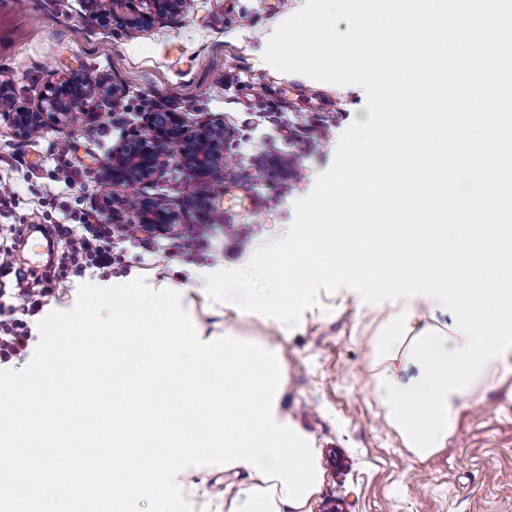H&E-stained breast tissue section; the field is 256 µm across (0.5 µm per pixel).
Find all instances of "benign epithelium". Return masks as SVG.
<instances>
[{
	"mask_svg": "<svg viewBox=\"0 0 512 512\" xmlns=\"http://www.w3.org/2000/svg\"><path fill=\"white\" fill-rule=\"evenodd\" d=\"M189 0H86L89 14L99 24L114 18L123 22L127 34L134 36L164 20L184 14ZM118 98L117 85L92 84L76 76H62L47 83L36 103L3 113L14 133L28 139L51 124L66 122L95 97ZM188 177L203 184L209 195L224 190V125L205 123L195 130L186 125L179 112H148L144 121L132 128L112 149L107 162L96 171L107 187L145 184L153 181L168 166L171 157ZM126 217L143 231L180 227L179 215L161 200L112 196L107 220Z\"/></svg>",
	"mask_w": 512,
	"mask_h": 512,
	"instance_id": "1",
	"label": "benign epithelium"
}]
</instances>
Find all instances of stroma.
<instances>
[{
  "label": "stroma",
  "instance_id": "1",
  "mask_svg": "<svg viewBox=\"0 0 512 512\" xmlns=\"http://www.w3.org/2000/svg\"><path fill=\"white\" fill-rule=\"evenodd\" d=\"M306 0H189L177 22L127 37L118 24L92 21L85 0H0V89L15 105L37 99L44 86L75 74L118 84V101L96 98L66 125L27 140L0 117V183L13 196L0 204V243H15L18 267H29L44 243L33 224H65L82 209L103 211L106 191L98 167L144 113H181L188 125L210 120L226 130V162L238 174L224 195L207 199L218 214L207 238L179 249L143 248V236L112 240L110 278L178 286L206 336L259 343L282 360L287 381L282 408L308 434L320 455L323 480L308 512H512V374L477 392L461 409L448 443L421 460L403 448L379 414L370 365L374 327L358 293H320L296 327L213 302L207 275L246 267L262 244L284 235L294 205L314 188L353 121H366V99L355 85L282 72L263 58L276 28ZM280 112L288 126L322 112L327 123L315 145L280 136L263 119ZM292 152L305 174L292 184L257 178L261 156ZM118 194L156 197L181 208L198 185L176 168L154 183L121 186ZM257 198L259 213L249 209ZM181 490L194 512H207L212 492L238 491L246 475L207 465L186 470Z\"/></svg>",
  "mask_w": 512,
  "mask_h": 512
}]
</instances>
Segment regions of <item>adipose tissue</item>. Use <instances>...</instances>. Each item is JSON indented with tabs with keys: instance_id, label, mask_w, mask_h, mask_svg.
<instances>
[{
	"instance_id": "obj_1",
	"label": "adipose tissue",
	"mask_w": 512,
	"mask_h": 512,
	"mask_svg": "<svg viewBox=\"0 0 512 512\" xmlns=\"http://www.w3.org/2000/svg\"><path fill=\"white\" fill-rule=\"evenodd\" d=\"M438 300L423 296L397 298L383 303L375 311L376 334L372 374L388 372L395 376L403 369L409 343L413 336L428 327L441 324Z\"/></svg>"
}]
</instances>
